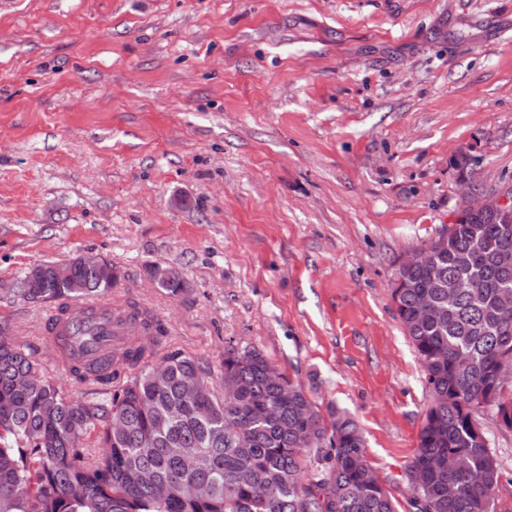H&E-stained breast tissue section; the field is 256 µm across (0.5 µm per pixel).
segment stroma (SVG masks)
<instances>
[{
	"mask_svg": "<svg viewBox=\"0 0 512 512\" xmlns=\"http://www.w3.org/2000/svg\"><path fill=\"white\" fill-rule=\"evenodd\" d=\"M463 153L512 182V0H0V320L74 389L12 289L100 257L172 348L257 347L348 411L409 512L429 390L392 264L454 222ZM479 422L512 512V430ZM166 269L169 272L168 278L164 277L165 269L162 266H155L153 270L148 273V277L150 281L157 284L160 288L166 292L171 297H179L189 290V283L184 278L182 272L173 266H167Z\"/></svg>",
	"mask_w": 512,
	"mask_h": 512,
	"instance_id": "35a3bbf8",
	"label": "stroma"
}]
</instances>
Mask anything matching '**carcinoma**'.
I'll use <instances>...</instances> for the list:
<instances>
[{"label": "carcinoma", "instance_id": "carcinoma-1", "mask_svg": "<svg viewBox=\"0 0 512 512\" xmlns=\"http://www.w3.org/2000/svg\"><path fill=\"white\" fill-rule=\"evenodd\" d=\"M426 246L427 266L394 269L390 293L431 397L405 469L420 479L409 505L496 512L501 471L477 414L512 430V215L465 216ZM167 270L160 288L187 293L182 272ZM32 271L42 287L13 292L54 306L59 361L95 392L71 395L27 346L0 342V512H398L356 421L321 411L285 373L269 378L262 350L230 347L215 369L171 350L136 301L108 299L115 266L73 258ZM102 299L100 321L63 333L75 301ZM132 321L140 336L106 339ZM199 372L212 390L192 398L184 382ZM229 386L240 390L232 403Z\"/></svg>", "mask_w": 512, "mask_h": 512}]
</instances>
